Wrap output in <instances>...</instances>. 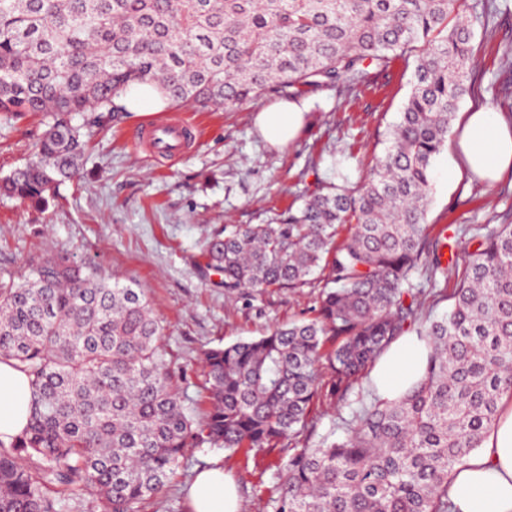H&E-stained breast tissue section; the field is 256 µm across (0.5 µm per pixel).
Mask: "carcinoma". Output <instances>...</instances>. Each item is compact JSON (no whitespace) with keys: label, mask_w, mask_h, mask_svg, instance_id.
Masks as SVG:
<instances>
[{"label":"carcinoma","mask_w":512,"mask_h":512,"mask_svg":"<svg viewBox=\"0 0 512 512\" xmlns=\"http://www.w3.org/2000/svg\"><path fill=\"white\" fill-rule=\"evenodd\" d=\"M498 0H0V112L40 114L33 157L0 184L44 204L75 177L102 114L152 83L206 109L269 94L355 88L419 44L400 120L369 176L321 184L276 224H231L204 250L224 290L302 288L324 273L314 317L203 352L205 408L191 413L164 359L148 294L92 264L32 263L0 287V359L28 375L29 424L0 440V512H138L196 448H269L322 400L340 435L295 448L272 512H457L448 485L512 398V224H475L469 273L445 315L427 300L457 259L427 223L432 160L471 93L473 27ZM496 81L512 85V50ZM348 234L336 241L338 230ZM431 346L424 378L388 401L369 374L399 337ZM38 458L34 468L26 464Z\"/></svg>","instance_id":"1"}]
</instances>
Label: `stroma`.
I'll return each mask as SVG.
<instances>
[{
	"label": "stroma",
	"instance_id": "35a3bbf8",
	"mask_svg": "<svg viewBox=\"0 0 512 512\" xmlns=\"http://www.w3.org/2000/svg\"><path fill=\"white\" fill-rule=\"evenodd\" d=\"M474 91L463 114L488 106L512 122V87L495 81L501 54L512 48V14L476 31ZM419 48H411L383 76L368 74L359 91L325 90L305 96L312 125L293 144L267 145L253 125L272 99L261 95L223 107L168 106L148 115L106 118L85 151L78 175L56 197L35 206L0 193V284L20 283L29 264L49 255L100 264L113 278L146 289L164 331L162 349L190 398L203 381V350L257 337L276 324L313 317L320 283L298 291L225 293L200 265L207 240L228 224H270L299 197L332 179L331 158L351 153V182L364 180L384 151L386 131L410 91ZM181 115L196 133L175 159L154 156L139 143L146 122ZM44 130L39 117L0 116V178L26 163ZM428 223L464 228L512 224V172L495 182L472 175L451 146L434 159ZM288 454L282 448L230 453L199 448L182 460L166 494L140 512H186V489L196 474L220 463L237 484L240 512H269Z\"/></svg>",
	"mask_w": 512,
	"mask_h": 512
}]
</instances>
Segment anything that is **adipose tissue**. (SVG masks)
Instances as JSON below:
<instances>
[{"label": "adipose tissue", "mask_w": 512, "mask_h": 512, "mask_svg": "<svg viewBox=\"0 0 512 512\" xmlns=\"http://www.w3.org/2000/svg\"><path fill=\"white\" fill-rule=\"evenodd\" d=\"M311 123L306 106L294 101L271 104L254 117L257 131L274 147L295 141ZM459 149L471 172L498 178L512 168V125L487 108L468 112ZM429 353V346L417 336L401 337L376 363L372 384L383 398L399 399L422 378ZM32 403L27 375L13 362L1 360L0 440H10L26 428ZM448 496L458 512H512V400H504L499 420L482 448L455 474ZM188 506L191 512H240L235 484L219 466L196 476Z\"/></svg>", "instance_id": "ef3b65f1"}]
</instances>
